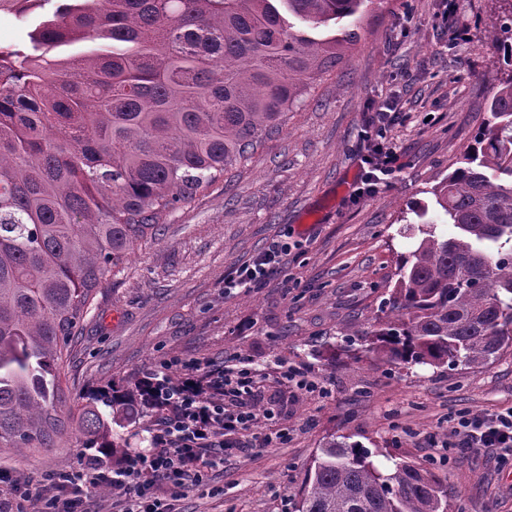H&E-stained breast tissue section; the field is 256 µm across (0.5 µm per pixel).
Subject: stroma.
<instances>
[{"label":"stroma","instance_id":"stroma-1","mask_svg":"<svg viewBox=\"0 0 512 512\" xmlns=\"http://www.w3.org/2000/svg\"><path fill=\"white\" fill-rule=\"evenodd\" d=\"M466 38L442 24L444 0H373L360 38L325 73L278 131L165 217L157 240L106 273L71 343L67 407L109 382L137 383L164 361L218 368L247 358L262 374L265 402L289 431L287 444L254 450L210 474L209 491L188 490L181 512H281L296 507L306 471L331 436H347L386 459L428 469L448 483L464 512H512V464L454 449L451 416L512 408V349L492 363L455 371L393 368L372 354H337L343 333L369 326L390 294L413 240L402 213L452 171L487 122L506 66L485 43L494 0H456ZM393 101L389 144L401 169L358 202L368 109ZM291 245L280 274L228 294L224 280L274 241ZM296 368L327 389H296ZM75 434L58 448H0L16 475L43 482L77 464ZM448 455L446 464L437 456Z\"/></svg>","mask_w":512,"mask_h":512}]
</instances>
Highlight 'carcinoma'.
<instances>
[{"instance_id":"obj_1","label":"carcinoma","mask_w":512,"mask_h":512,"mask_svg":"<svg viewBox=\"0 0 512 512\" xmlns=\"http://www.w3.org/2000/svg\"><path fill=\"white\" fill-rule=\"evenodd\" d=\"M373 0H0L24 26L0 43V447L50 451L73 422L82 447L123 456L113 426L156 383L108 385L62 419L70 338L101 279L156 238L179 203L279 129L336 66ZM485 32L507 61L491 121L412 204L401 256L363 352L392 366L478 367L512 348V0ZM296 17L343 38L294 30ZM450 225L453 233L443 231ZM437 476L383 468L328 441L296 512H459Z\"/></svg>"}]
</instances>
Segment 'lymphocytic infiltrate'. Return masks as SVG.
I'll return each mask as SVG.
<instances>
[{
    "instance_id": "obj_1",
    "label": "lymphocytic infiltrate",
    "mask_w": 512,
    "mask_h": 512,
    "mask_svg": "<svg viewBox=\"0 0 512 512\" xmlns=\"http://www.w3.org/2000/svg\"><path fill=\"white\" fill-rule=\"evenodd\" d=\"M389 112L377 109L364 137L370 151L362 158L365 176L352 195L361 200L387 185L396 154L387 142ZM288 242H274L251 263L239 268L225 289L251 288L275 274ZM198 375L212 390L203 397L189 381L160 387L153 397L163 410L148 449L123 456L112 466L96 459L50 474V489L34 486L0 466V512H85L84 496L91 489L118 493L121 512H177L176 504L186 488L205 485L208 474L230 458L256 448L285 443L286 431H278L247 443L243 431L260 420H273L279 410L262 405L259 374L246 360L236 367L208 370ZM455 445L465 452H489L501 462L512 461V408L486 416L463 415L455 428Z\"/></svg>"
}]
</instances>
